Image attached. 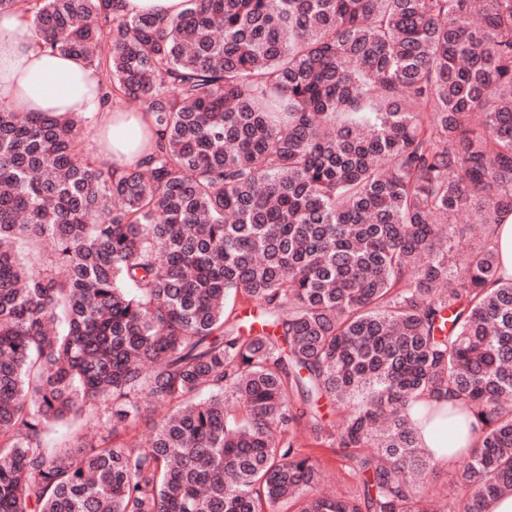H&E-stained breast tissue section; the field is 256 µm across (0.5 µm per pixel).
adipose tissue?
<instances>
[{
  "mask_svg": "<svg viewBox=\"0 0 512 512\" xmlns=\"http://www.w3.org/2000/svg\"><path fill=\"white\" fill-rule=\"evenodd\" d=\"M102 71L75 56H61L44 48L39 38L27 33L16 13L0 15V103L18 112L51 116L80 115L98 111V88ZM94 145L100 155L123 168L140 157L138 147L144 129L151 122L148 113L118 108L102 116ZM448 399L428 397L410 401L407 412L417 420L420 447L444 463L455 458L458 449L475 444L478 433L470 423L455 424L448 416ZM435 409L429 423H422V411Z\"/></svg>",
  "mask_w": 512,
  "mask_h": 512,
  "instance_id": "1",
  "label": "adipose tissue"
}]
</instances>
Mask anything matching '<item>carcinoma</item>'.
<instances>
[{
  "label": "carcinoma",
  "mask_w": 512,
  "mask_h": 512,
  "mask_svg": "<svg viewBox=\"0 0 512 512\" xmlns=\"http://www.w3.org/2000/svg\"><path fill=\"white\" fill-rule=\"evenodd\" d=\"M5 12L105 70L101 104L142 105L155 142L118 174L77 157L85 117L0 105V512H444L407 414L424 395L478 426L458 512L512 494L490 240L512 213V0ZM462 212L481 243L451 266ZM309 438L350 450L354 494L316 492ZM160 414L161 410L156 409L153 405L145 406L141 417L134 425L133 431H131V435H135L142 442L148 441L154 433V425ZM81 423H53L46 432L45 442L49 447H60L64 444H70L73 436L80 429Z\"/></svg>",
  "instance_id": "1"
}]
</instances>
